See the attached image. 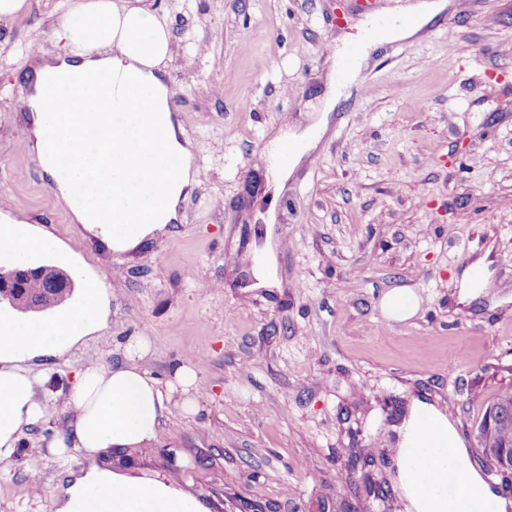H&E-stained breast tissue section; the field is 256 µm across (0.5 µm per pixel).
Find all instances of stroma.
I'll use <instances>...</instances> for the list:
<instances>
[{
    "label": "stroma",
    "instance_id": "35a3bbf8",
    "mask_svg": "<svg viewBox=\"0 0 512 512\" xmlns=\"http://www.w3.org/2000/svg\"><path fill=\"white\" fill-rule=\"evenodd\" d=\"M0 23V185L6 201L112 290L108 326L48 369L53 399L24 428L0 479V512L53 504L83 458L28 464L71 420L74 371L115 362L144 334L145 366L167 378L200 363L198 415L173 409L164 437L113 454V470L171 479L210 512H407L368 482H392L394 427L414 398L448 405L470 451L484 400L512 384V0L456 4L411 40L374 49L326 132L282 187L265 159L283 128L313 129L333 76L328 42L356 40L363 0H155L180 45L168 81L197 184L181 220L133 253L80 236L37 162L22 99L32 33L53 36L63 0H30ZM371 93H364L365 84ZM491 250L469 304L456 278ZM272 253L274 285H254ZM413 289L418 313L381 307ZM368 465L348 471V459ZM382 308L389 319L403 321L416 315L420 298L410 288H394L384 295Z\"/></svg>",
    "mask_w": 512,
    "mask_h": 512
}]
</instances>
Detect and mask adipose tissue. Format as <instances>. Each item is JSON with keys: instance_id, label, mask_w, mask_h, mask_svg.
Here are the masks:
<instances>
[{"instance_id": "obj_1", "label": "adipose tissue", "mask_w": 512, "mask_h": 512, "mask_svg": "<svg viewBox=\"0 0 512 512\" xmlns=\"http://www.w3.org/2000/svg\"><path fill=\"white\" fill-rule=\"evenodd\" d=\"M447 6V0H410L400 9L401 22L382 30L381 42L414 38ZM57 36L65 53L30 69L31 133L39 144L64 139L73 175L59 178L51 153L40 155V167L53 179L71 223L112 251L136 250L177 221L180 202L197 182L192 145L171 109L165 80L176 52L175 37L166 14L151 0H68ZM81 73L91 74V83L78 82ZM130 76L139 94L131 107L133 121L124 122L114 117L110 88L113 81ZM50 114L55 117L51 123L46 120ZM157 129L164 131V138L145 149L147 137ZM154 152L175 157V172L150 168L147 161ZM104 166L122 174L121 184H114L111 176L99 177ZM147 179L159 181L161 191L149 219L143 220L137 187ZM47 256L69 258L57 241L33 234L26 222L13 219L0 225L1 260L32 264ZM72 269L83 288L66 309L36 321L0 312V462L13 458L24 427L46 414L47 375L34 371L31 361L63 356L104 326L102 278L86 277L79 263ZM149 351L147 337L129 336L118 345V362L75 372L67 401L73 418L50 452L61 457L74 450L87 464L72 473L55 501V512H209L173 482L116 472L102 464L114 453L157 442L173 408L188 415L199 411L197 366L178 362L163 381L142 365ZM423 418L433 424L431 437L421 432ZM397 431L396 482L411 512H507L512 506L474 466L454 420L442 409L414 400ZM451 478L461 482L456 503L441 488Z\"/></svg>"}]
</instances>
